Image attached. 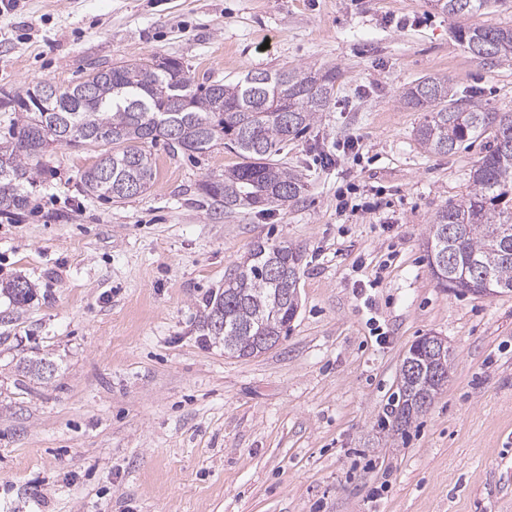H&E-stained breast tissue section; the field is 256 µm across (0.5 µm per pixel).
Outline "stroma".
Wrapping results in <instances>:
<instances>
[{
  "mask_svg": "<svg viewBox=\"0 0 512 512\" xmlns=\"http://www.w3.org/2000/svg\"><path fill=\"white\" fill-rule=\"evenodd\" d=\"M456 29L431 0H20L0 21V138L7 96L131 57H179L198 83L341 73L281 154L306 185L286 206L224 212L198 187L235 155L159 142L141 195L86 196L97 149L61 147L29 207L0 215V289L34 288L21 307L0 292V512H512V293L448 291L426 259L429 224L490 140L426 152L401 99L445 75L512 112V61L474 57ZM351 186L357 210L339 213ZM260 240L303 250L299 309L278 345L231 357L200 309ZM425 335L454 367L393 438L380 420ZM31 356L54 363L50 380L18 372Z\"/></svg>",
  "mask_w": 512,
  "mask_h": 512,
  "instance_id": "stroma-1",
  "label": "stroma"
}]
</instances>
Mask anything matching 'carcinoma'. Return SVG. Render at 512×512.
<instances>
[{
    "mask_svg": "<svg viewBox=\"0 0 512 512\" xmlns=\"http://www.w3.org/2000/svg\"><path fill=\"white\" fill-rule=\"evenodd\" d=\"M461 19L456 37L473 56L491 64L512 58V27L473 25L467 20L489 0H434ZM340 72L335 67H294L249 71L235 81L195 83L182 62L165 57L155 67L137 59L95 70L89 89L82 83L35 101L29 88L10 99L21 113L18 134L0 141V213L29 204L28 187L42 161L61 146L99 149L100 159L83 171V192L119 202L147 191L154 162L146 143L176 136L171 147L205 155L223 146L238 162L199 185L224 211H265L295 202L305 184L276 156L309 130L330 108ZM404 103L425 113L415 138L434 154H449L489 133L492 146L471 172L462 200L441 208L429 225L426 252L437 285L486 297L512 293V113L488 110L453 98L446 76H429L405 88ZM302 250L287 242H256L224 282V291L206 300L200 315L203 335L224 340V352L253 357L275 347L294 320ZM17 305L32 296L16 280L5 288ZM425 337L404 359H418L419 371L403 376L390 411V426L402 432L426 412L443 385L431 370ZM18 368L39 381L55 371L47 359L20 360Z\"/></svg>",
    "mask_w": 512,
    "mask_h": 512,
    "instance_id": "1",
    "label": "carcinoma"
}]
</instances>
